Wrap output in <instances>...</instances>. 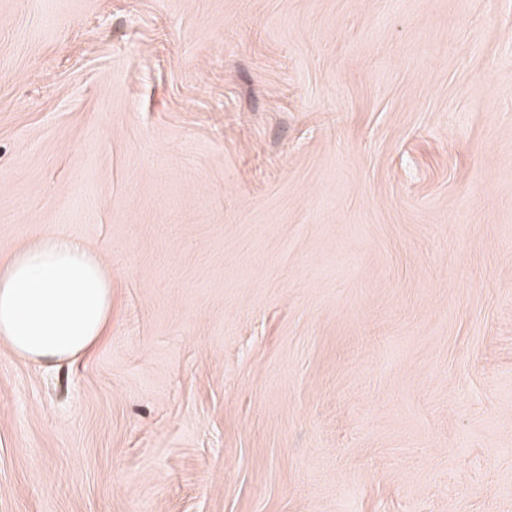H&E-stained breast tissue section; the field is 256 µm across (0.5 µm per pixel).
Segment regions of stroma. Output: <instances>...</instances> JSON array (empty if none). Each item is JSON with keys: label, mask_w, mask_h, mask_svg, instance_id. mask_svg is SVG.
<instances>
[{"label": "stroma", "mask_w": 512, "mask_h": 512, "mask_svg": "<svg viewBox=\"0 0 512 512\" xmlns=\"http://www.w3.org/2000/svg\"><path fill=\"white\" fill-rule=\"evenodd\" d=\"M0 512H512V0H0ZM112 320V278L82 242L42 231L0 265V337L25 360L85 354Z\"/></svg>", "instance_id": "1"}]
</instances>
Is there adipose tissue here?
I'll return each instance as SVG.
<instances>
[{
    "instance_id": "obj_1",
    "label": "adipose tissue",
    "mask_w": 512,
    "mask_h": 512,
    "mask_svg": "<svg viewBox=\"0 0 512 512\" xmlns=\"http://www.w3.org/2000/svg\"><path fill=\"white\" fill-rule=\"evenodd\" d=\"M112 319V278L82 242L42 231L0 262V339L25 360L85 354Z\"/></svg>"
}]
</instances>
